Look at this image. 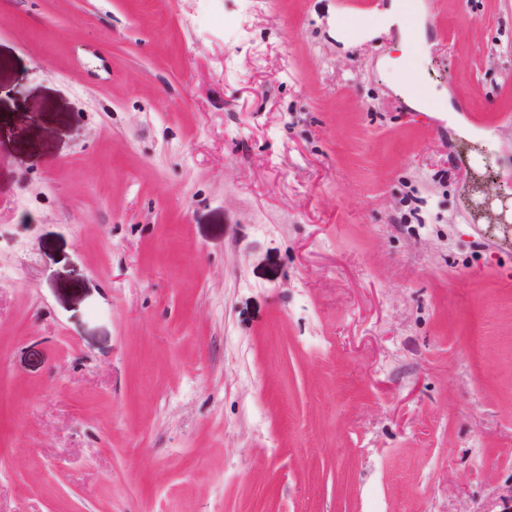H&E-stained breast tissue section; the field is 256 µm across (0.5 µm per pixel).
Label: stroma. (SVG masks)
<instances>
[{
	"label": "stroma",
	"mask_w": 512,
	"mask_h": 512,
	"mask_svg": "<svg viewBox=\"0 0 512 512\" xmlns=\"http://www.w3.org/2000/svg\"><path fill=\"white\" fill-rule=\"evenodd\" d=\"M367 2L0 0V512L512 496V0Z\"/></svg>",
	"instance_id": "obj_1"
}]
</instances>
